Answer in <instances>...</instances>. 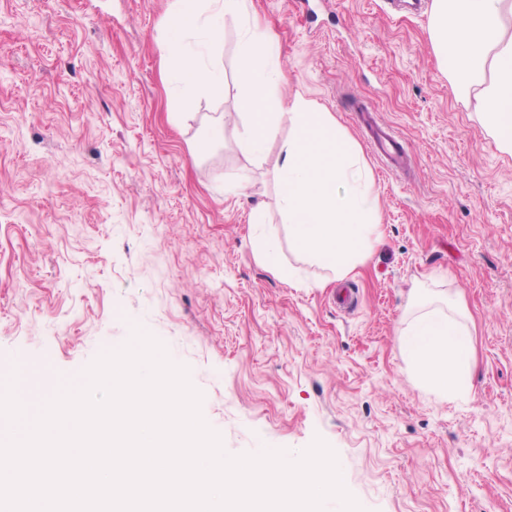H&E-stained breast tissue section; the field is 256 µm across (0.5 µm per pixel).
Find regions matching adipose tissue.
<instances>
[{"mask_svg":"<svg viewBox=\"0 0 512 512\" xmlns=\"http://www.w3.org/2000/svg\"><path fill=\"white\" fill-rule=\"evenodd\" d=\"M429 33L441 69L512 154V0H432ZM414 305L398 336L417 381L444 400L470 391L475 350L461 300L420 296Z\"/></svg>","mask_w":512,"mask_h":512,"instance_id":"1","label":"adipose tissue"}]
</instances>
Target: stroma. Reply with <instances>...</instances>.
<instances>
[{"label":"stroma","mask_w":512,"mask_h":512,"mask_svg":"<svg viewBox=\"0 0 512 512\" xmlns=\"http://www.w3.org/2000/svg\"><path fill=\"white\" fill-rule=\"evenodd\" d=\"M175 0H0V368L77 382L133 327L190 370L226 454L322 438L364 512H512V155L439 70L431 5L249 0L296 98L356 140L367 104L407 143L366 153L381 243L341 281L293 251L275 203L288 140L235 147L242 21L220 33L224 96L181 102L164 55ZM224 142L194 153L212 121ZM249 176L248 188L231 184ZM268 203L291 282L250 243ZM461 293L475 364L441 401L409 373V291Z\"/></svg>","instance_id":"obj_1"}]
</instances>
